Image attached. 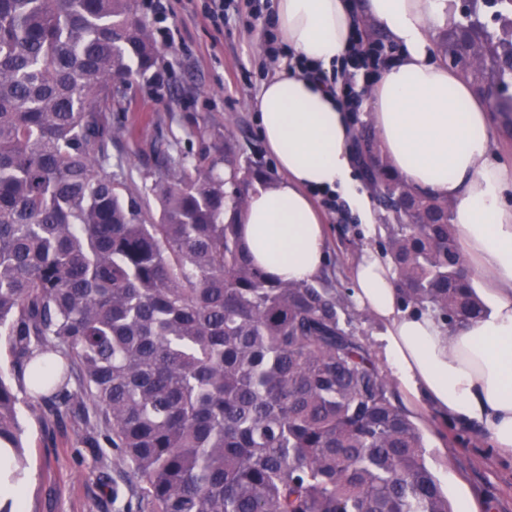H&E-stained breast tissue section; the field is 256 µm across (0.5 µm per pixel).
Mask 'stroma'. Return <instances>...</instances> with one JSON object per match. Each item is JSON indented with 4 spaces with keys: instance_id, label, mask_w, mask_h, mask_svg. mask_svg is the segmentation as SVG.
<instances>
[{
    "instance_id": "35a3bbf8",
    "label": "stroma",
    "mask_w": 512,
    "mask_h": 512,
    "mask_svg": "<svg viewBox=\"0 0 512 512\" xmlns=\"http://www.w3.org/2000/svg\"><path fill=\"white\" fill-rule=\"evenodd\" d=\"M136 0L138 16L150 31L167 28L169 42H158L155 76L133 77L112 113L123 131L112 143L113 160L139 189L150 220L159 208L149 187L165 157L187 160L232 146L241 162L260 166L269 179L278 167L261 134L254 100L263 82L275 76L285 56H270L265 30L254 13L266 0H227L223 17L211 0H166L163 20ZM329 240L322 283L346 291L354 260L378 249L386 232L384 210L377 224L360 222L351 205L324 209ZM403 406L422 428L427 461L454 505L469 502L471 512H512V455L498 453L489 432L426 408ZM28 492L24 512H136L140 485L120 464H106L104 448H86L76 440L77 424L44 421L39 402L21 395Z\"/></svg>"
}]
</instances>
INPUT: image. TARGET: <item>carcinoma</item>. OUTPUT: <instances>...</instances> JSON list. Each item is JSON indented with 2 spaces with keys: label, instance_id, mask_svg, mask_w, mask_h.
Returning a JSON list of instances; mask_svg holds the SVG:
<instances>
[{
  "label": "carcinoma",
  "instance_id": "carcinoma-1",
  "mask_svg": "<svg viewBox=\"0 0 512 512\" xmlns=\"http://www.w3.org/2000/svg\"><path fill=\"white\" fill-rule=\"evenodd\" d=\"M473 0L435 35L470 37L471 85L512 84L504 3ZM158 48L134 0H0V448L27 459L18 392L72 416L79 442L112 448L140 512H453L422 431L371 349L341 320L344 296L273 281L234 221L262 171L226 148L168 158L139 194L112 173V107ZM512 135V102L499 111ZM360 157L391 215L383 254L403 306L456 328L487 314L448 202Z\"/></svg>",
  "mask_w": 512,
  "mask_h": 512
}]
</instances>
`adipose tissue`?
Returning <instances> with one entry per match:
<instances>
[{
  "instance_id": "obj_1",
  "label": "adipose tissue",
  "mask_w": 512,
  "mask_h": 512,
  "mask_svg": "<svg viewBox=\"0 0 512 512\" xmlns=\"http://www.w3.org/2000/svg\"><path fill=\"white\" fill-rule=\"evenodd\" d=\"M273 8L281 41L325 71L340 65L364 19L397 49L363 111L392 171L451 202L463 259L493 308L455 331L407 313L391 262L369 250L352 268L353 300L384 325V358L409 396L485 425L495 447L512 454V168L493 158L487 103L436 54L448 0H275ZM254 107L281 177L250 191L235 217L239 235L269 275L314 281L327 236L313 192H340L364 223L374 221L370 194L353 177L354 117L323 85L287 68L262 85Z\"/></svg>"
}]
</instances>
